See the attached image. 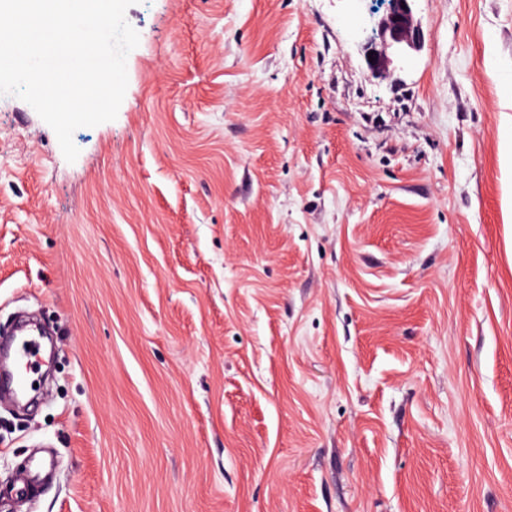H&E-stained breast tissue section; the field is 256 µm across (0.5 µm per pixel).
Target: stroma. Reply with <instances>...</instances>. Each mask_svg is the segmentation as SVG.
<instances>
[{"mask_svg": "<svg viewBox=\"0 0 512 512\" xmlns=\"http://www.w3.org/2000/svg\"><path fill=\"white\" fill-rule=\"evenodd\" d=\"M413 10L380 77L379 0H139L72 163L0 95V512H512V0ZM37 343L38 341L34 338H23L14 348L13 365L17 374V391L20 395L23 393V389H27L26 374L34 371Z\"/></svg>", "mask_w": 512, "mask_h": 512, "instance_id": "1", "label": "stroma"}]
</instances>
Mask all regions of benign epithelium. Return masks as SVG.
Here are the masks:
<instances>
[{
	"instance_id": "7a95c632",
	"label": "benign epithelium",
	"mask_w": 512,
	"mask_h": 512,
	"mask_svg": "<svg viewBox=\"0 0 512 512\" xmlns=\"http://www.w3.org/2000/svg\"><path fill=\"white\" fill-rule=\"evenodd\" d=\"M414 0H392L390 11L378 23V44L372 49L373 61L368 63L376 75H386L393 64L392 55L400 51H417L422 42Z\"/></svg>"
}]
</instances>
